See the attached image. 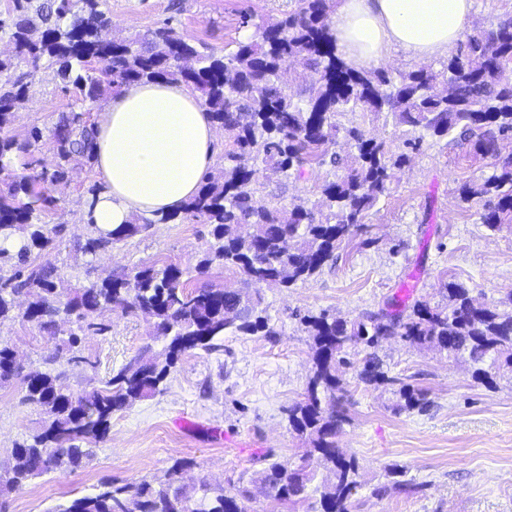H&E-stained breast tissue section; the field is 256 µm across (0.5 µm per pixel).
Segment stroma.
<instances>
[{
  "label": "stroma",
  "instance_id": "stroma-1",
  "mask_svg": "<svg viewBox=\"0 0 512 512\" xmlns=\"http://www.w3.org/2000/svg\"><path fill=\"white\" fill-rule=\"evenodd\" d=\"M172 2L103 0L101 8L112 20L111 35L141 36L169 18L178 31L221 55L252 33L254 21L281 17L297 6V0H182L176 13ZM75 105L55 72L40 70L12 132L21 136L34 125L52 128L60 113ZM341 122L404 151L407 132L385 115L349 113ZM483 165L465 144L426 139L369 212L368 237L354 238L336 265L308 281L262 289V306L276 335L228 332L215 351L185 352L163 393L113 413L106 440L92 446L82 467L64 466L30 481L7 497L1 512H55L73 498L95 493L105 479L160 482L179 459L189 463L180 483L204 475L231 492L249 486L250 512H315L316 492L291 511L249 483L267 452L295 461L309 446L288 423L289 406L304 397L312 356L311 341L291 313L326 310L354 318L378 310L406 284L410 298L436 302L446 275L470 288L477 303L503 298L512 290V234L488 230L458 197L459 187ZM330 177L329 168H317L303 179L267 186L265 198L281 206L297 197L314 201ZM97 182L94 168L85 166L73 180L50 189L57 204L42 221L65 227L51 255L59 288L85 283L90 266L99 277L142 262L194 268L210 239L209 227L181 219L152 225L88 260L80 246L92 228L83 214L87 190ZM0 344L14 348L34 371L44 370L43 358L54 346L49 336L19 321L0 326ZM147 344L158 352L166 341L155 338L144 319L116 314L110 332L85 340L83 361L64 355L54 368L78 394ZM378 355L389 375L428 390L431 405L422 412L396 411L397 396L363 383L354 371L344 373L349 420L336 445L358 466L360 485L351 512H512V373L500 372L493 384H480L469 364L399 342L385 345ZM41 421L35 407L22 403L18 382L0 386V470L10 465L15 443ZM393 467L402 470L409 490L374 495Z\"/></svg>",
  "mask_w": 512,
  "mask_h": 512
}]
</instances>
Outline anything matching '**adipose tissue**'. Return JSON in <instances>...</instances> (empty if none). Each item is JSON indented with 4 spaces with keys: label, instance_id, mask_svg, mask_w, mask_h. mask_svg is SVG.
Here are the masks:
<instances>
[{
    "label": "adipose tissue",
    "instance_id": "ef3b65f1",
    "mask_svg": "<svg viewBox=\"0 0 512 512\" xmlns=\"http://www.w3.org/2000/svg\"><path fill=\"white\" fill-rule=\"evenodd\" d=\"M473 8L474 0H336V52L357 70L395 53L442 56L460 42ZM93 129L102 190L90 216L101 232L136 215L181 214L215 163L216 125L182 83L129 86L98 109Z\"/></svg>",
    "mask_w": 512,
    "mask_h": 512
}]
</instances>
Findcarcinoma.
Segmentation results:
<instances>
[{"label": "carcinoma", "instance_id": "1", "mask_svg": "<svg viewBox=\"0 0 512 512\" xmlns=\"http://www.w3.org/2000/svg\"><path fill=\"white\" fill-rule=\"evenodd\" d=\"M12 2L0 17V33L9 34L13 45L11 54H0V172L8 174L0 182V240L18 238L21 246L15 252L0 246V260L10 263L0 268V325L20 320L57 339L47 364L64 352L72 361L82 359L84 340L108 332L114 312L152 322L167 343L164 361L146 345L99 385L76 395L59 384V374H20L15 352L0 344V385L20 380L22 402L43 415L40 428L12 449V463L0 475V505L36 477L65 464L80 467L89 446L106 437L114 412L166 389L182 353L210 352L227 331L275 335L261 308V288H290L315 277L367 232L369 211L388 192L393 169L407 154L393 153L358 126H343L339 117L345 113L391 115L395 126L419 132L404 141L414 151L427 136L456 135L475 156L493 158L492 174L463 185L460 198L476 205L488 229L512 233V153H502L503 143H512V83L499 78L512 62V16L468 34L443 69L417 66L394 76L350 68L337 56L331 31L336 0H298L293 12L254 25L252 35L223 56L186 38L169 19L143 37L104 40L101 31L112 21L101 0ZM45 63L56 67L64 89L81 102L141 82H181L198 93L231 142L219 173H209L183 210L185 219L210 226L211 240L195 272L222 268L240 274L244 287L193 286L179 265L152 263L58 292V268L49 260L31 261L34 253L49 255L65 231L62 224L40 222L56 199L36 185L70 180L74 160L93 164V130L85 112L61 113L51 130L49 160L37 157L41 128L31 127L23 139L12 134L16 105L29 99ZM295 64L315 78L305 90L288 94L282 73ZM341 132L353 147L345 155L332 150ZM325 166L338 174L322 185L319 200L299 198L286 208L262 200L266 185ZM171 220L137 217L88 237L81 250L94 259L149 225ZM439 293L442 304L394 297L356 318L327 310L291 312L311 339L312 367L303 399L288 408V422L311 448L299 464L268 453L252 483L265 487L274 501L295 506L307 499L322 469L320 512H350L358 471L355 460L336 448L347 421L348 389L340 370L357 368L369 385L397 387L401 410L423 411L430 404L427 391L383 370L378 349L388 341L464 359L479 381L490 379L493 370L512 369V290L492 305L475 304L470 289L454 280ZM249 500L248 489L232 494L205 477L191 487L173 480L106 481L56 512H248Z\"/></svg>", "mask_w": 512, "mask_h": 512}]
</instances>
